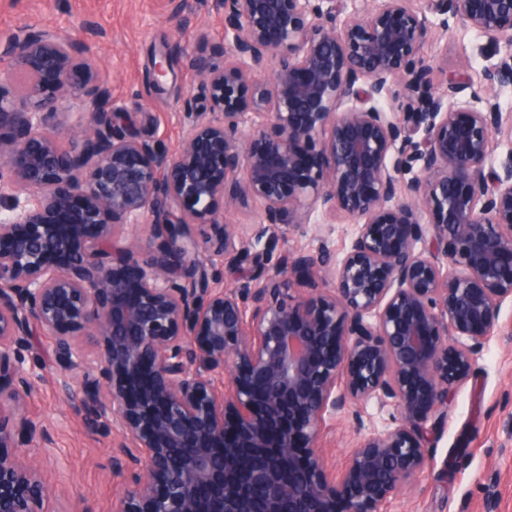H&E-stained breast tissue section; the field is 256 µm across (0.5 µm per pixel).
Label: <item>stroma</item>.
Wrapping results in <instances>:
<instances>
[{"label":"stroma","instance_id":"stroma-1","mask_svg":"<svg viewBox=\"0 0 512 512\" xmlns=\"http://www.w3.org/2000/svg\"><path fill=\"white\" fill-rule=\"evenodd\" d=\"M56 28L84 43L98 61L113 103L132 113L134 131L177 152L186 119L178 98L196 93L193 60H221L224 12L216 0H0V43L20 25ZM167 52L171 74L151 81L154 57ZM512 47L457 24L434 25L423 56L432 64L461 58L473 78ZM354 227L319 220L286 229L280 248L304 252L328 244L337 255L349 247ZM32 357L44 378L26 413L40 420L53 445L42 462L50 487L81 492L91 512H106L122 486L112 471L113 434L94 429L59 394L53 380L52 342L32 335ZM358 432L351 420H328L321 446L329 466L343 469ZM430 461L415 487L391 498L383 512H512V302L504 303L500 327L484 345L466 382L437 414L430 435Z\"/></svg>","mask_w":512,"mask_h":512}]
</instances>
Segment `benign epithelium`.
<instances>
[{"label": "benign epithelium", "mask_w": 512, "mask_h": 512, "mask_svg": "<svg viewBox=\"0 0 512 512\" xmlns=\"http://www.w3.org/2000/svg\"><path fill=\"white\" fill-rule=\"evenodd\" d=\"M221 4L224 59L195 62L175 154L130 132L82 44L29 25L0 46V512H84L33 454L50 443L24 414L34 327L64 398L117 434L109 512H381L512 300V163H492L512 53L437 90L421 55L430 14L511 44L512 0ZM59 113L77 120L44 132ZM249 199L262 223L231 222ZM316 212L356 226L346 254L269 261L276 228ZM371 400L391 425L338 478L322 429L364 428Z\"/></svg>", "instance_id": "7a95c632"}]
</instances>
